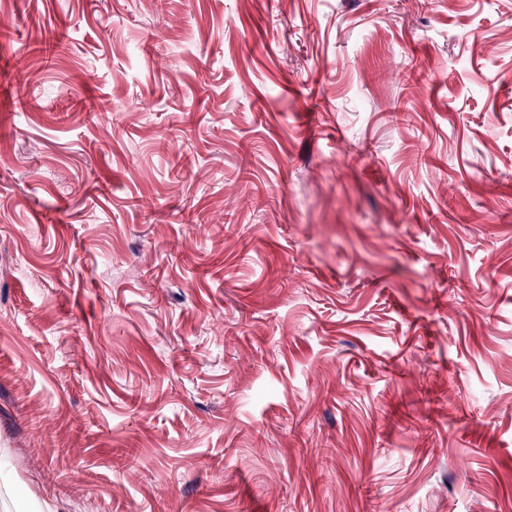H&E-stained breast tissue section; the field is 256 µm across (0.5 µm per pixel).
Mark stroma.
Listing matches in <instances>:
<instances>
[{
  "label": "stroma",
  "mask_w": 512,
  "mask_h": 512,
  "mask_svg": "<svg viewBox=\"0 0 512 512\" xmlns=\"http://www.w3.org/2000/svg\"><path fill=\"white\" fill-rule=\"evenodd\" d=\"M0 512H512V0H0Z\"/></svg>",
  "instance_id": "stroma-1"
}]
</instances>
